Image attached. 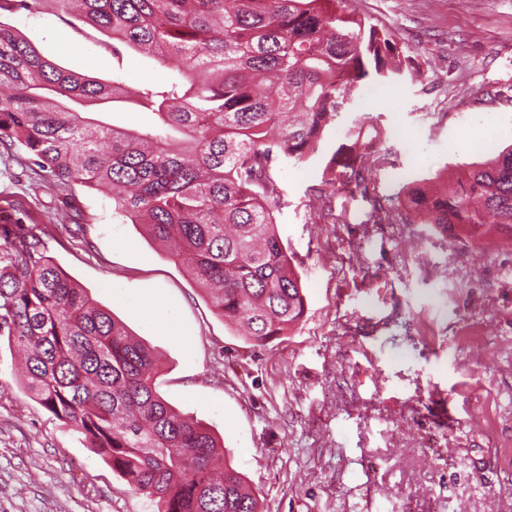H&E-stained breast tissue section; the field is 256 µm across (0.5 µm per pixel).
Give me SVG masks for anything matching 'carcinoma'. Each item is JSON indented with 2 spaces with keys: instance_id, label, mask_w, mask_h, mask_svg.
Listing matches in <instances>:
<instances>
[{
  "instance_id": "obj_1",
  "label": "carcinoma",
  "mask_w": 512,
  "mask_h": 512,
  "mask_svg": "<svg viewBox=\"0 0 512 512\" xmlns=\"http://www.w3.org/2000/svg\"><path fill=\"white\" fill-rule=\"evenodd\" d=\"M76 7L168 79L130 90L45 59L0 21V142L27 151L66 185L112 193L114 211L168 246L224 320L250 339L282 336L305 312L294 255L277 230L283 205L271 168L315 152L351 92L414 75L395 34L349 11L347 0H0V16ZM128 99L154 116L146 131L76 112ZM347 129L324 184L361 188L375 148ZM406 223L475 241L512 233V148L453 186L404 187ZM23 224L0 225V340L25 355L24 393L84 435L89 447L156 512H262L224 458V443L156 389L155 355L39 249Z\"/></svg>"
}]
</instances>
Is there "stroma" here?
Here are the masks:
<instances>
[{"label":"stroma","mask_w":512,"mask_h":512,"mask_svg":"<svg viewBox=\"0 0 512 512\" xmlns=\"http://www.w3.org/2000/svg\"><path fill=\"white\" fill-rule=\"evenodd\" d=\"M393 31L419 75L361 90L317 152L278 161L279 234L306 310L257 343L105 193L56 184L0 143V224H33L91 301L151 347L158 391L210 424L263 512H512V238L458 241L407 224L402 188L463 177L512 147V0H349ZM68 71L128 87L177 69L112 56L75 14L0 16ZM380 133L367 189L325 186L344 130ZM390 208L375 223L373 203ZM0 512H155L82 436L24 394L0 348Z\"/></svg>","instance_id":"stroma-1"}]
</instances>
